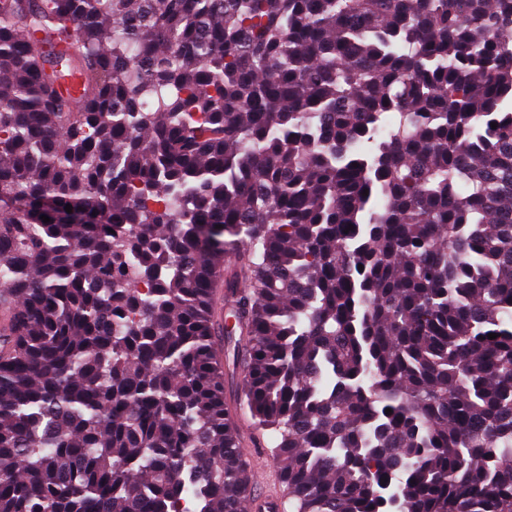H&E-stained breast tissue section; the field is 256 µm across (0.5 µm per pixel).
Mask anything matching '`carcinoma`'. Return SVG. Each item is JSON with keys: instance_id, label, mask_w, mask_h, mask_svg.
Returning a JSON list of instances; mask_svg holds the SVG:
<instances>
[{"instance_id": "1", "label": "carcinoma", "mask_w": 512, "mask_h": 512, "mask_svg": "<svg viewBox=\"0 0 512 512\" xmlns=\"http://www.w3.org/2000/svg\"><path fill=\"white\" fill-rule=\"evenodd\" d=\"M221 286L288 512H512V0H0V512H244Z\"/></svg>"}]
</instances>
